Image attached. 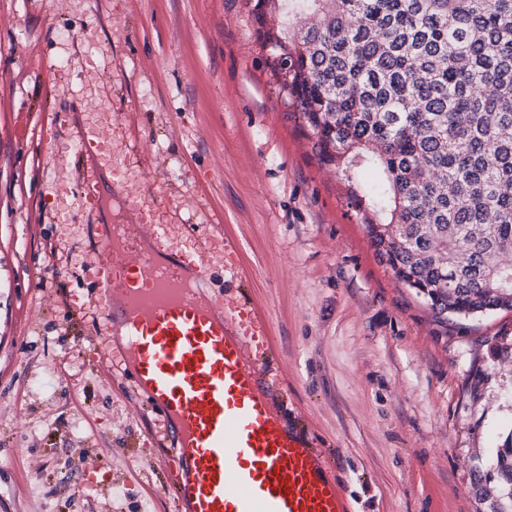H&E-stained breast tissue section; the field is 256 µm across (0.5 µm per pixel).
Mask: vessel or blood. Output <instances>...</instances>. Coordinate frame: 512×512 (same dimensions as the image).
I'll list each match as a JSON object with an SVG mask.
<instances>
[{
    "label": "vessel or blood",
    "mask_w": 512,
    "mask_h": 512,
    "mask_svg": "<svg viewBox=\"0 0 512 512\" xmlns=\"http://www.w3.org/2000/svg\"><path fill=\"white\" fill-rule=\"evenodd\" d=\"M112 101L104 89L100 119L54 135L76 147L95 333L144 397L150 438L172 445L162 468L177 512H352L331 450L288 419L283 351L266 313L238 285L240 240L225 235L217 248L229 287L216 304L205 299V265L183 248L191 225L150 223L143 206L133 218L98 223V185L112 167ZM136 223L144 234H132Z\"/></svg>",
    "instance_id": "vessel-or-blood-1"
}]
</instances>
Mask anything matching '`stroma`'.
<instances>
[{"label": "stroma", "mask_w": 512, "mask_h": 512, "mask_svg": "<svg viewBox=\"0 0 512 512\" xmlns=\"http://www.w3.org/2000/svg\"><path fill=\"white\" fill-rule=\"evenodd\" d=\"M85 68L123 86L128 207L142 183L167 193L152 221L194 222L186 249L215 299L224 265L196 244L242 240L288 412L334 449L354 512H481L473 485L512 431V367L495 357L512 311L440 321L379 264L288 120L245 0H0V512H174L150 414L75 318L97 284L78 200L52 191L76 148L47 131L95 100Z\"/></svg>", "instance_id": "stroma-1"}]
</instances>
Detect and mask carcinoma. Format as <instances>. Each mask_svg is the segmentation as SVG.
Here are the masks:
<instances>
[{"label":"carcinoma","mask_w":512,"mask_h":512,"mask_svg":"<svg viewBox=\"0 0 512 512\" xmlns=\"http://www.w3.org/2000/svg\"><path fill=\"white\" fill-rule=\"evenodd\" d=\"M266 63L379 261L438 316L512 310V0H253ZM487 512H512V430Z\"/></svg>","instance_id":"obj_1"}]
</instances>
